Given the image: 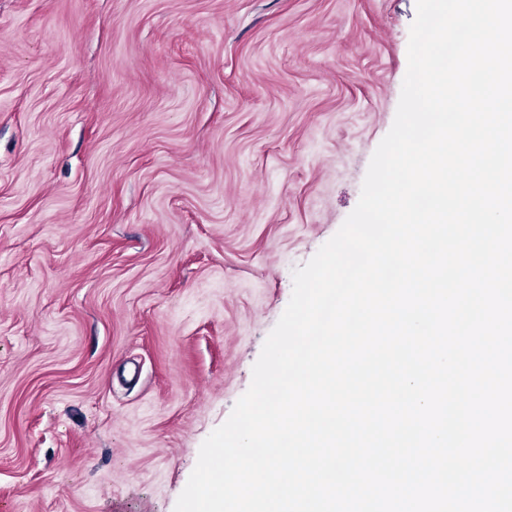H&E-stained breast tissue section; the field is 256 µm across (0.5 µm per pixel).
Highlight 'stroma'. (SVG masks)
I'll return each instance as SVG.
<instances>
[{
	"label": "stroma",
	"mask_w": 512,
	"mask_h": 512,
	"mask_svg": "<svg viewBox=\"0 0 512 512\" xmlns=\"http://www.w3.org/2000/svg\"><path fill=\"white\" fill-rule=\"evenodd\" d=\"M416 0H0V512H174L355 208Z\"/></svg>",
	"instance_id": "1"
}]
</instances>
